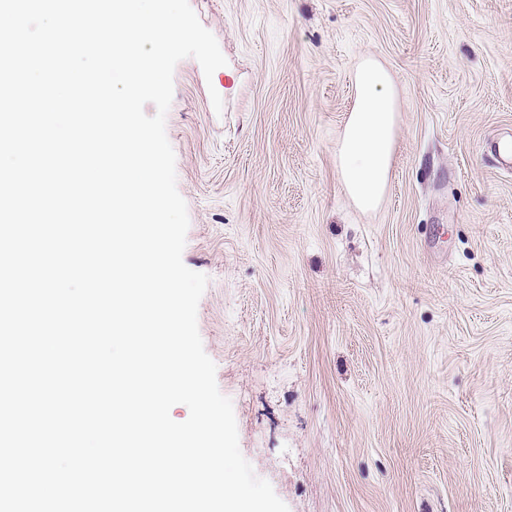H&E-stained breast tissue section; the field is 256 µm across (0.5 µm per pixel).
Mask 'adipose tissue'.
I'll return each instance as SVG.
<instances>
[{"instance_id":"obj_1","label":"adipose tissue","mask_w":512,"mask_h":512,"mask_svg":"<svg viewBox=\"0 0 512 512\" xmlns=\"http://www.w3.org/2000/svg\"><path fill=\"white\" fill-rule=\"evenodd\" d=\"M356 99L338 151L347 196L363 211L382 203L394 153L397 114L389 74L373 59L355 73Z\"/></svg>"}]
</instances>
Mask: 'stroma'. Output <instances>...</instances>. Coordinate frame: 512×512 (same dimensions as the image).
<instances>
[{
	"mask_svg": "<svg viewBox=\"0 0 512 512\" xmlns=\"http://www.w3.org/2000/svg\"><path fill=\"white\" fill-rule=\"evenodd\" d=\"M189 3L227 64L176 65L166 134L243 456L289 512H512V0ZM366 57L398 113L368 213L337 164Z\"/></svg>",
	"mask_w": 512,
	"mask_h": 512,
	"instance_id": "35a3bbf8",
	"label": "stroma"
}]
</instances>
